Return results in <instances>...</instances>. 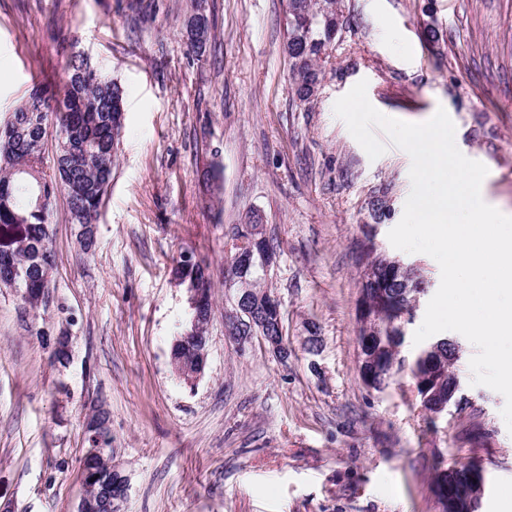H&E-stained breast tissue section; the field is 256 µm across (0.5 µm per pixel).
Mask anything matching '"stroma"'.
Returning <instances> with one entry per match:
<instances>
[{
  "mask_svg": "<svg viewBox=\"0 0 512 512\" xmlns=\"http://www.w3.org/2000/svg\"><path fill=\"white\" fill-rule=\"evenodd\" d=\"M136 4L0 0V122L76 55L121 84L126 113L93 255L81 253L57 196L45 305L25 313L0 289V512H77L97 404L129 479L124 512H441L434 472L462 463L485 472L479 512H512L504 398L472 385L471 343L458 363L467 403L437 416L408 370L380 392L360 379L365 203L391 185L394 217L373 239L390 250L411 158L391 146L370 159L334 113L363 79L386 116L421 123L445 109L458 149L493 169L492 194L511 209L512 0H345L350 27L307 106L291 98L282 53L286 0H207L215 41L198 61L181 35L192 0H155L148 21ZM429 26L438 43L423 40ZM213 163L215 209L197 177ZM252 211L278 244L271 283L292 349L285 365L224 334L225 234ZM185 250L214 274L207 364L192 386L170 365L187 299L169 268ZM417 259L429 286L404 324L408 359L440 284L437 262ZM308 322L323 339L315 356L302 345ZM39 328L67 332V365L53 363Z\"/></svg>",
  "mask_w": 512,
  "mask_h": 512,
  "instance_id": "1",
  "label": "stroma"
}]
</instances>
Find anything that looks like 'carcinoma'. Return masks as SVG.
Masks as SVG:
<instances>
[{"label": "carcinoma", "instance_id": "carcinoma-1", "mask_svg": "<svg viewBox=\"0 0 512 512\" xmlns=\"http://www.w3.org/2000/svg\"><path fill=\"white\" fill-rule=\"evenodd\" d=\"M194 25L198 37H188L185 43L189 54L200 59L212 44L214 21L208 12L201 17L192 13L184 18L183 31ZM348 28L349 18L344 14L342 0H288L285 57L293 100L306 104L315 99L313 90L323 82L329 46L336 44ZM50 124L55 127L56 148L67 145L72 151L75 167L66 176H51L46 169L44 140ZM123 127L121 87L114 81L101 85L93 66L83 57L68 64L65 77L58 83L33 87L10 119L0 125V284L15 287L26 308L35 310L41 305V290L50 284L56 266L55 253L50 251L52 202L62 192L66 196L69 223H98ZM201 176L214 191L212 198L219 199L221 170L210 164ZM390 192L388 184L373 191L366 203L369 218L382 210ZM40 196L46 200L42 209L37 205ZM244 224L260 228L263 250L277 253L273 238L266 236L262 215L252 212L245 217ZM364 260L363 287L379 294L381 307L360 319V333L383 347L387 362L402 366L404 361L398 355L404 337L389 332L388 327L425 292L428 281L420 267L409 262L401 266L397 256L379 252L371 238ZM180 263L176 260L171 268V276L181 279L180 287L195 282L212 291L213 277L207 266L197 264L186 271ZM229 275V271H224L227 299L237 288L251 289L263 302L272 296L267 286L268 275L259 264L235 274L232 283L227 279ZM199 350L198 341L176 340L171 350L173 367H193ZM461 352L459 340L444 337L421 349L407 364L417 395L428 412H434L439 403L458 397L455 364ZM359 373L376 391L383 390L391 377V372L376 362L360 364ZM111 442L109 435L94 442V447L105 449L95 489L110 487L116 495L123 480L107 466L106 459L112 457Z\"/></svg>", "mask_w": 512, "mask_h": 512}]
</instances>
